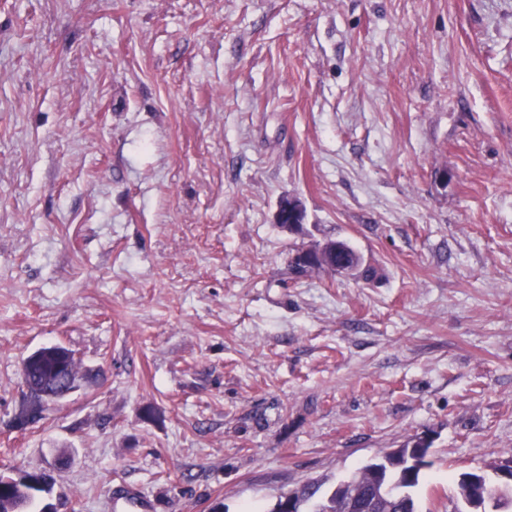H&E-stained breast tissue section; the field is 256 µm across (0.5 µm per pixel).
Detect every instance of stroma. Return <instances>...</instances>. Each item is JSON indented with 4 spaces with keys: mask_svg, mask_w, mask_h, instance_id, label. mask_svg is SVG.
I'll return each instance as SVG.
<instances>
[{
    "mask_svg": "<svg viewBox=\"0 0 512 512\" xmlns=\"http://www.w3.org/2000/svg\"><path fill=\"white\" fill-rule=\"evenodd\" d=\"M421 436V512L512 454V0H0V473L270 512ZM306 220V211L302 202L292 196H286L280 199L275 213L277 224H283L290 230L302 228ZM42 349L43 348L32 352L27 357H25L22 362V372H23V379H24V384H25V388H26V393L28 392V397L30 400L31 399L39 400L40 403H38L36 405H31L28 400L26 406L22 409V411L16 418V428H18L20 430L26 428L28 425H30L31 423L36 421L41 416L43 409L45 407H47L51 403H55V402H58L59 400L63 399L65 396H67L69 393H71L77 386V379L73 375L69 374L66 376V379H65V387L66 388H64L63 393L61 395L53 396V397H45L33 390V388L30 386V384L25 380L26 375H27L26 374L27 364L30 360L38 357L40 355V352L42 351ZM68 370L77 374V364L72 352L65 348H47V353L33 366L29 376L38 383L56 386Z\"/></svg>",
    "mask_w": 512,
    "mask_h": 512,
    "instance_id": "stroma-1",
    "label": "stroma"
}]
</instances>
